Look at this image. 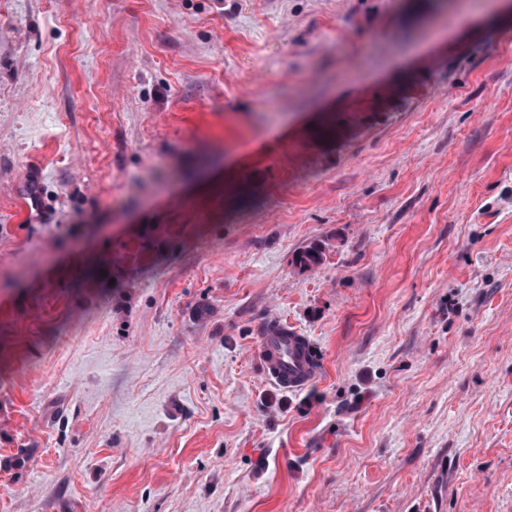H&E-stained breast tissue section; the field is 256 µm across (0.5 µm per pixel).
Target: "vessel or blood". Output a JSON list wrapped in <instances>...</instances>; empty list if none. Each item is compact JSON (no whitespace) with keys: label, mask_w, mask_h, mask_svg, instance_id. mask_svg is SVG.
Returning a JSON list of instances; mask_svg holds the SVG:
<instances>
[{"label":"vessel or blood","mask_w":512,"mask_h":512,"mask_svg":"<svg viewBox=\"0 0 512 512\" xmlns=\"http://www.w3.org/2000/svg\"><path fill=\"white\" fill-rule=\"evenodd\" d=\"M258 353L264 377L283 389H305L318 375L309 339L280 321L264 326Z\"/></svg>","instance_id":"1"}]
</instances>
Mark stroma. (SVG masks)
Segmentation results:
<instances>
[{"label":"stroma","instance_id":"35a3bbf8","mask_svg":"<svg viewBox=\"0 0 512 512\" xmlns=\"http://www.w3.org/2000/svg\"><path fill=\"white\" fill-rule=\"evenodd\" d=\"M492 2L0 0V512H512ZM258 353L264 377L285 390L305 389L318 375L307 336L281 321L273 320L264 326Z\"/></svg>","mask_w":512,"mask_h":512}]
</instances>
